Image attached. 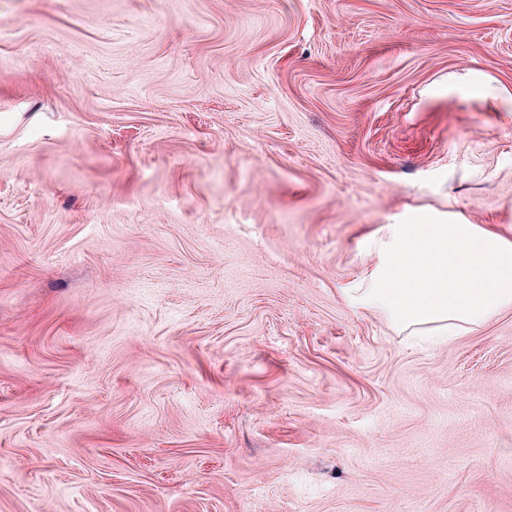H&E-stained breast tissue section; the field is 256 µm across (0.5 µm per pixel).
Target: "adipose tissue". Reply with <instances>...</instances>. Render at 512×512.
Wrapping results in <instances>:
<instances>
[{
    "label": "adipose tissue",
    "mask_w": 512,
    "mask_h": 512,
    "mask_svg": "<svg viewBox=\"0 0 512 512\" xmlns=\"http://www.w3.org/2000/svg\"><path fill=\"white\" fill-rule=\"evenodd\" d=\"M374 246L378 261L349 298L398 330L457 336L512 308V240L493 230L426 214L385 225Z\"/></svg>",
    "instance_id": "obj_1"
}]
</instances>
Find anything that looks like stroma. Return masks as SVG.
<instances>
[{
  "mask_svg": "<svg viewBox=\"0 0 512 512\" xmlns=\"http://www.w3.org/2000/svg\"><path fill=\"white\" fill-rule=\"evenodd\" d=\"M413 209L512 236V0H0V512H512V309L345 297Z\"/></svg>",
  "mask_w": 512,
  "mask_h": 512,
  "instance_id": "1",
  "label": "stroma"
}]
</instances>
